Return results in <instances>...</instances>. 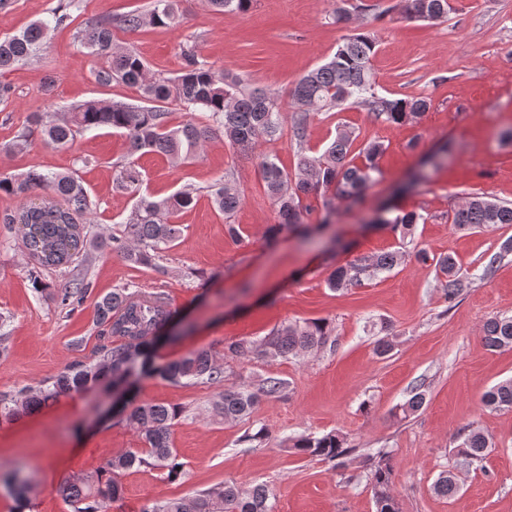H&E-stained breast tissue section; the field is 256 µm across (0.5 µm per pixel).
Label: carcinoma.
<instances>
[{"label": "carcinoma", "mask_w": 512, "mask_h": 512, "mask_svg": "<svg viewBox=\"0 0 512 512\" xmlns=\"http://www.w3.org/2000/svg\"><path fill=\"white\" fill-rule=\"evenodd\" d=\"M179 2L152 0L150 8L122 16L123 26L129 31L175 27L182 17ZM253 2L207 0V6L213 11L245 13ZM402 10L407 19L433 22L446 17L450 5L448 0H402ZM69 20V14L57 13L46 21L35 22L18 33L0 38V75L37 58L46 32L66 25ZM80 42L91 55L105 60V65L93 69L98 84L117 82L136 87L142 102L90 99L47 115L37 124L41 139L48 146L70 147L78 133L108 128L126 135L132 156L154 152L183 163L194 158L204 142L218 135L244 152L261 140L276 141L281 136L283 115L278 98L250 89L240 77L207 64L192 46L182 49L183 68L176 76L156 78L134 51L115 48L110 17L83 30ZM376 52L373 37L354 29L343 36L327 62L307 71L290 89L289 105L296 109L292 124L298 153L295 173L291 175L280 167L273 154L258 157L266 193L277 210L275 233L294 234L303 243L319 242L331 224L335 201L358 203L364 191L382 174L379 159L384 152L383 144L369 142L354 156L358 134L345 125L337 126L335 138L323 151L314 153L306 148L311 115L363 106L372 121L400 125L421 118L429 110L431 99L427 96L398 98L380 91L372 69ZM171 102L178 103L190 115L207 114L210 124L200 125L189 119L180 126H169L166 105ZM450 154L451 143L441 144L398 191H409L426 181V168L440 167ZM358 157L361 161L357 163ZM143 183L142 172L134 162L118 170L116 187L137 196L138 200L122 229L112 235V251L126 261L157 270L156 260L174 246L183 231L173 218L194 204L196 189L187 185L167 197L156 198L141 193ZM0 192L41 199L40 203H32L19 213L3 218L8 230L14 224L22 225V243L37 257L38 267L69 265L79 257L85 238L80 220L90 214L91 207L88 192L76 172L33 169L19 177L0 175ZM310 195L321 198L325 208V217L317 224L305 221L310 206L303 204V198ZM212 197L216 208L224 213L225 235L233 241L240 240V225L231 218L242 204V191L233 180L220 179L213 185ZM449 219L458 229L512 224V204L475 196L453 209ZM424 221L426 217L420 213H400L389 205L382 208L378 223L390 227L405 240L412 236L415 225ZM404 258L405 253L398 249L359 256L345 266L334 268L327 284L333 290L362 285L380 273L393 270ZM436 265L445 277V298L451 303L462 288L456 262L446 255L438 258ZM87 290L88 284L74 279L55 289V293L62 304L73 305L82 301ZM173 319L174 311L163 294L148 296L128 287L114 289L96 302L98 344L88 360L67 366L35 388L0 394L2 424L62 396L100 389L112 394V418L125 420L136 430L144 447L111 455L95 474L73 476L59 486L57 492L73 512H101L103 504L122 491L117 476L135 466L161 467L172 478L182 474L184 463L172 446L170 433L180 410L138 400V385L148 377L186 385L210 384L224 380V366L210 350L203 348L188 351L162 365L156 363L157 344L164 340L161 331ZM334 331L333 323L325 318L290 323L258 340L228 343L224 346V356L258 360L295 356L302 351L325 348ZM114 337L119 340L116 345L112 342ZM482 340L491 351L512 348V316L489 318L483 324ZM285 389L286 382L276 377L260 380L255 388L249 385L226 388L213 403V411L226 421L243 420L260 399L280 397ZM483 403L492 410H511L512 379L493 386L484 395ZM292 448L301 455L327 461L341 459L347 453L345 438L336 432L299 436L293 440ZM491 449L492 441L487 434L469 429L453 452L472 466L483 462ZM371 459L367 481L376 512H401L392 492V451L378 448ZM0 486L13 496L21 512L28 506L30 479L20 469L0 466ZM458 489L457 476L448 470L442 471L433 485L434 492L441 496L450 497ZM269 498L270 492L264 485L246 490L224 485L192 496L152 501L141 512H271Z\"/></svg>", "instance_id": "1"}]
</instances>
